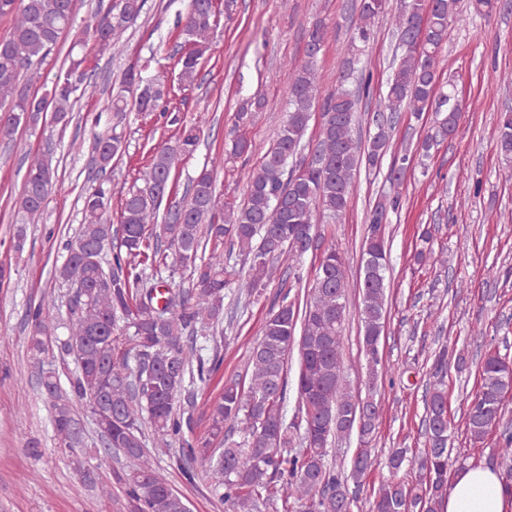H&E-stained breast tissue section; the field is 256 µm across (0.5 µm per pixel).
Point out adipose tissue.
I'll list each match as a JSON object with an SVG mask.
<instances>
[{
	"mask_svg": "<svg viewBox=\"0 0 512 512\" xmlns=\"http://www.w3.org/2000/svg\"><path fill=\"white\" fill-rule=\"evenodd\" d=\"M442 512H512V487L490 467L468 463L459 468L441 504Z\"/></svg>",
	"mask_w": 512,
	"mask_h": 512,
	"instance_id": "1",
	"label": "adipose tissue"
}]
</instances>
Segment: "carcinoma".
Segmentation results:
<instances>
[{
	"label": "carcinoma",
	"instance_id": "1",
	"mask_svg": "<svg viewBox=\"0 0 512 512\" xmlns=\"http://www.w3.org/2000/svg\"><path fill=\"white\" fill-rule=\"evenodd\" d=\"M146 0H113L104 14L85 19L83 35L98 54L112 45L141 16ZM458 0H403L395 16L396 31L405 44L403 56L386 81L384 108L372 117L375 133L366 147L352 138L360 99L369 84L348 81L354 61L346 62L336 90L324 96V116L314 147L305 149L304 137L316 101V63L327 35L324 21L308 30L306 60L296 69L289 90L287 119L272 146L249 178L248 194L240 207L226 206L216 193L212 170L203 167L192 179L191 196L160 207L176 183L177 164L194 154L199 130L179 126L172 144L155 148L143 172L144 186L120 199V228L107 218L112 189L99 184L84 200V221L66 244L65 262L54 269L56 281L71 288L68 322L62 324L43 304L29 308L27 342L30 350L57 349L62 361L72 359L67 374L50 367L41 377L44 402L51 413L56 447L73 452L83 444L76 429L74 406L104 411L97 427L108 442L104 452L122 458L115 479L122 485L131 512H189L185 499L160 475L146 448L151 434L157 448L175 450L178 463H197L228 512H350L349 483L361 481L375 464L371 444L377 429L376 400L364 402L341 375V331L348 284L343 256L324 249L304 312L283 295L266 320L253 347L247 384L237 378L224 381L210 401V436L190 443L184 439L180 399L193 400L191 388L210 381L222 362L224 290L238 276L224 263V253L249 261L246 295L260 294L271 282L274 262L284 255L306 254L315 247V216L322 211L335 218L347 208L354 174L360 167L380 168L399 113L415 118L433 111L439 119L416 147L424 155L453 137L461 112L441 92L437 57L457 16ZM387 0H358L353 39L367 44L374 27L386 14ZM0 15L15 16L10 36L0 40V129L14 135L35 128L52 112L56 124L70 121L73 101L86 79V58L72 60L70 71L42 95L20 85L37 69L71 27L74 0H0ZM213 0H189L183 32L192 48L182 55L179 78L191 86L198 66L214 38ZM139 112H167L161 86L140 73L130 72ZM264 102L253 98L236 113V126L251 123ZM116 132L96 137L94 152L100 171L112 169L122 152ZM499 152L512 158V112L501 116ZM243 135L231 140L236 158L252 153ZM314 154V159L304 151ZM407 152L393 154L387 179L402 184L410 168ZM52 156L29 165L14 208L24 224L15 226L13 248L24 251L26 224L43 218L56 180ZM402 196L395 190L380 196L370 212L364 250H372L381 281L363 275L361 288L362 346L368 364L366 390H375L381 363V340L386 310L383 281L387 254L382 224L399 210ZM111 259H106L107 255ZM178 277L184 287L173 293L160 290L166 279ZM66 337H58L60 328ZM298 347L297 406L293 418L284 411L288 390V353ZM465 351L434 354L437 381L425 395L426 448L414 453L395 449L387 459L391 479L371 502V512H439L448 493V472L464 461L449 446L448 389L444 378L451 365L461 369ZM66 382H61V378ZM512 393V362L499 352L482 360L477 390L466 411V430L482 443L496 434L500 464L512 461V431L500 430L505 399ZM358 431L360 448L350 471L329 464L333 438Z\"/></svg>",
	"mask_w": 512,
	"mask_h": 512
}]
</instances>
